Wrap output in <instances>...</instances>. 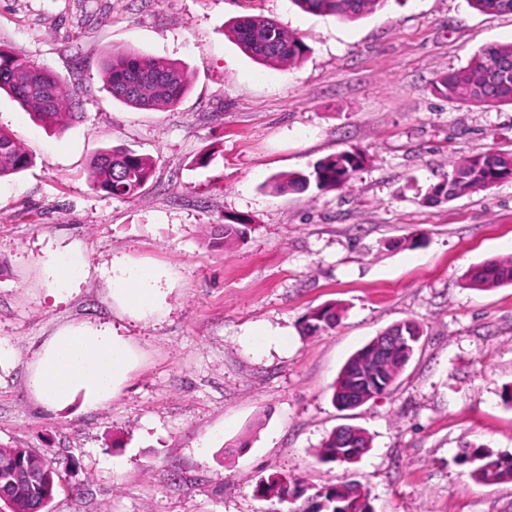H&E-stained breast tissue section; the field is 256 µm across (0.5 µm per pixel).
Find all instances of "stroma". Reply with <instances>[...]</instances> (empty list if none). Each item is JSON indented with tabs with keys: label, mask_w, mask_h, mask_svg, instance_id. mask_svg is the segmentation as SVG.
Returning a JSON list of instances; mask_svg holds the SVG:
<instances>
[{
	"label": "stroma",
	"mask_w": 512,
	"mask_h": 512,
	"mask_svg": "<svg viewBox=\"0 0 512 512\" xmlns=\"http://www.w3.org/2000/svg\"><path fill=\"white\" fill-rule=\"evenodd\" d=\"M243 15L278 21L309 53L294 66L255 62L225 34ZM0 43L61 76L83 113L57 135L0 94V127L33 161L0 180V345L12 351L0 363V444L63 461L50 512H270L254 489L276 473L309 494L357 484L374 512H512V482L475 481L459 461L466 443L512 454V285H468L472 267L512 255V180L425 200L462 158L512 152V105L434 90L481 48L512 43L511 13L385 0L347 21L293 0H0ZM117 48L184 63L186 97L166 111L112 101L102 62ZM113 146L156 161L127 199L88 183L92 157ZM345 150L365 158L345 187L272 190ZM237 217L245 239L211 246L213 226ZM75 244L85 274L50 294L41 261ZM116 257L166 271L153 315L113 305ZM329 304L335 330L304 334ZM404 320L423 335L395 386L335 407L344 364ZM78 322L113 327L138 361L102 408L50 411L29 369ZM254 330L288 345L255 344ZM343 426L369 448L352 464L320 461Z\"/></svg>",
	"instance_id": "35a3bbf8"
}]
</instances>
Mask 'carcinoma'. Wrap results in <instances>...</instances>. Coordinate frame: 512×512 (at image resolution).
Listing matches in <instances>:
<instances>
[{
  "instance_id": "cac0c4a2",
  "label": "carcinoma",
  "mask_w": 512,
  "mask_h": 512,
  "mask_svg": "<svg viewBox=\"0 0 512 512\" xmlns=\"http://www.w3.org/2000/svg\"><path fill=\"white\" fill-rule=\"evenodd\" d=\"M474 9L485 14L512 13V0H470ZM303 11L334 15L354 20L383 5V0H294ZM235 44L251 59L270 66L294 65L309 52L308 45L290 34L277 21L263 16H242L228 28ZM500 61L512 62V43L483 48L469 63L448 71L435 84L438 94L467 103L512 104V71H494ZM105 83L113 100L140 110L176 106L190 89L186 67L171 59L144 55L126 49L113 50L103 61ZM0 90L34 120L57 132L82 117L79 102L65 80L56 73L35 65L12 47L0 46ZM362 162L352 151L330 155L317 162L308 173H288L277 177L273 189L278 192L338 189L347 183ZM32 164L14 135L0 128V179L16 175ZM155 159L135 151L112 147L95 155L89 165L90 187L112 198H129L149 181ZM512 179V152H491L464 158L448 177L429 185L425 199L438 203L486 190L493 184ZM248 224H217L213 244L226 246L242 240ZM471 287L479 290L512 284V258L486 261L473 267ZM339 314L332 305L314 310L307 318L308 333L336 327ZM398 331L402 339L376 345L369 342L357 351L339 374L332 402L340 408L352 402L366 403L387 391L409 361L407 349L415 348L423 335L411 321L396 324L385 331ZM369 448V440L360 429L348 433L331 432L319 452L321 461L349 463ZM460 461L471 466V476L484 483L512 482V455L495 454L482 445L462 452ZM33 476L16 478L15 469ZM61 462L45 451L32 448H8L0 445V492L5 494L9 512H34L39 504L53 499L60 482ZM260 498L270 501L304 495V487L285 475H271L256 486ZM308 512H373L369 498L351 485L330 486L311 498Z\"/></svg>"
}]
</instances>
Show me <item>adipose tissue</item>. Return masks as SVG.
Here are the masks:
<instances>
[{
	"mask_svg": "<svg viewBox=\"0 0 512 512\" xmlns=\"http://www.w3.org/2000/svg\"><path fill=\"white\" fill-rule=\"evenodd\" d=\"M160 269L112 261L110 296L134 317L145 316L163 301ZM137 362L122 337L91 323L58 329L40 347L30 368L29 385L44 406L62 410L73 403L92 410L116 396Z\"/></svg>",
	"mask_w": 512,
	"mask_h": 512,
	"instance_id": "ef3b65f1",
	"label": "adipose tissue"
}]
</instances>
